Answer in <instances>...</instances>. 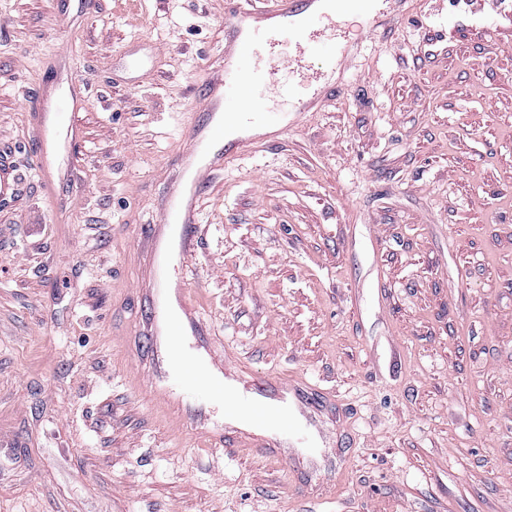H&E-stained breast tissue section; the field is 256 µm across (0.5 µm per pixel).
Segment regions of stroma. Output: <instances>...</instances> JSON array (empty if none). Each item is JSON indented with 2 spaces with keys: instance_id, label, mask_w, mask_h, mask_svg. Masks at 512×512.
<instances>
[{
  "instance_id": "obj_1",
  "label": "stroma",
  "mask_w": 512,
  "mask_h": 512,
  "mask_svg": "<svg viewBox=\"0 0 512 512\" xmlns=\"http://www.w3.org/2000/svg\"><path fill=\"white\" fill-rule=\"evenodd\" d=\"M67 6L68 24L57 19ZM222 0H0V512H512V0L342 20L348 92L210 179L191 296L257 377L307 371L350 462L291 474L172 429L132 385L133 227L224 49ZM331 43L275 67L267 120ZM78 139L46 189L25 109ZM340 2L348 4L349 7L353 4H358L366 17V21L370 24V30L376 32L378 28H381L383 36L386 38L393 37L399 31L405 19V13L402 8L403 0H386L385 3L388 4L387 9L380 12L372 11V8L369 7L372 3L371 0H340ZM349 7L339 14L347 11Z\"/></svg>"
}]
</instances>
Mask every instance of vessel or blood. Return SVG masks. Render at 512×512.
I'll return each instance as SVG.
<instances>
[{
    "label": "vessel or blood",
    "mask_w": 512,
    "mask_h": 512,
    "mask_svg": "<svg viewBox=\"0 0 512 512\" xmlns=\"http://www.w3.org/2000/svg\"><path fill=\"white\" fill-rule=\"evenodd\" d=\"M326 2L271 0L260 7L256 0H224L220 25L224 56L209 70L199 98L190 102L184 115L185 146L158 200L157 219L140 225L135 238L143 258L136 293L146 301L145 313L137 317L133 329V362L140 386L149 388L154 403L183 430L205 436L211 445L243 449L309 476L320 473V464L288 447L281 432L295 415L315 432L322 447H345L347 417H338L332 431L319 418L323 402L333 398L332 391L312 383L304 373L288 379L249 377L234 361L221 357L208 323L188 293L183 270L198 248L200 198L207 179L259 145L256 129L265 118L258 103L271 76L268 60L280 37L292 36L298 62L311 42L341 38L336 15L326 10ZM355 2L371 29L382 30L384 37H393L405 19L403 0H386L387 7L380 12L371 9V0ZM335 68V56L322 60L319 72L311 76L309 93L295 101L297 116L316 111L326 98L345 92V85L322 78L323 71ZM26 109L40 145L36 166L40 172L54 173L73 131L44 94L30 97ZM217 372L224 377L219 385L213 380ZM202 386L223 394V426L210 421L197 398ZM281 404L291 414L281 418L279 432L249 428V421L267 417Z\"/></svg>",
    "instance_id": "vessel-or-blood-1"
}]
</instances>
